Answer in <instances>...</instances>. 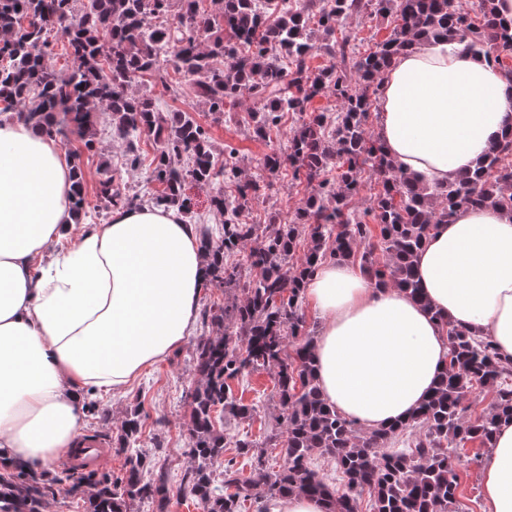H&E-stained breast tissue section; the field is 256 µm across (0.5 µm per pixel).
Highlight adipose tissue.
<instances>
[{
  "label": "adipose tissue",
  "mask_w": 512,
  "mask_h": 512,
  "mask_svg": "<svg viewBox=\"0 0 512 512\" xmlns=\"http://www.w3.org/2000/svg\"><path fill=\"white\" fill-rule=\"evenodd\" d=\"M376 130L387 156L435 185L512 130V79L456 42L428 40L381 76ZM60 142L0 122V468H50L83 447L90 396L127 389L195 331L205 282L194 225L177 210L120 207L75 223ZM51 262L41 258L50 246ZM420 298L330 262L305 297L323 397L367 431L407 420L448 365L449 319L512 358V213L458 211L415 260ZM487 512H512V423L481 471Z\"/></svg>",
  "instance_id": "1"
}]
</instances>
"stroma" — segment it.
Instances as JSON below:
<instances>
[{
  "label": "stroma",
  "instance_id": "obj_1",
  "mask_svg": "<svg viewBox=\"0 0 512 512\" xmlns=\"http://www.w3.org/2000/svg\"><path fill=\"white\" fill-rule=\"evenodd\" d=\"M144 89L150 91L153 98L168 109L189 111L193 118L208 130L215 152H223L225 146L235 147L242 158L247 175L265 178L266 173L260 162L269 150L288 149L290 119H282L278 130L273 131L270 141L253 138L246 127L224 125L214 122L210 112L198 104L188 86H179L172 91L153 81H146ZM140 148L146 160L145 166L130 169L122 165L124 145L109 134V118L100 115L96 148L93 152L83 149L79 136H71L65 152L81 151L82 167L85 179V193L89 204H96V191L101 172L111 168L120 176L130 193H144L158 190V183L150 179L149 160L154 155V144L148 138H141ZM271 187L262 189L258 198L244 210L241 218L249 224L268 223L272 215H279L281 222L291 223L295 219L299 201L305 194L301 185L291 184L287 174L271 178ZM194 379V344L186 342L162 361L147 369L123 396L104 397L96 400L95 411L87 418L85 436L111 451L109 470L118 473L125 466L127 454L117 442V428L127 414L137 411L141 414L142 434L139 449L145 454L155 470L165 472L168 480L169 505L167 512H202L197 502L184 490L181 478L190 464L187 448L190 439L187 424L190 419V405L187 393ZM234 393L244 403L255 405L253 421L244 422L225 417L224 428L229 434L249 433L258 449L264 450L271 468H279L283 463L281 448L268 447L270 435L277 433L275 422L277 412L270 398L273 390L269 371L258 370L251 374L248 381L234 385ZM478 444H466L453 459V467L459 476L460 488L458 500L466 512H485L480 491V472L483 462L478 452Z\"/></svg>",
  "mask_w": 512,
  "mask_h": 512
}]
</instances>
